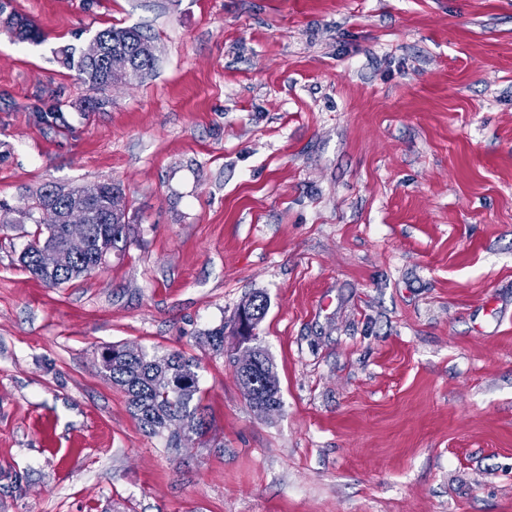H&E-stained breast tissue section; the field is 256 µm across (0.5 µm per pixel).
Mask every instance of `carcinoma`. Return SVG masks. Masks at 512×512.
Listing matches in <instances>:
<instances>
[{
	"label": "carcinoma",
	"instance_id": "carcinoma-1",
	"mask_svg": "<svg viewBox=\"0 0 512 512\" xmlns=\"http://www.w3.org/2000/svg\"><path fill=\"white\" fill-rule=\"evenodd\" d=\"M7 31L21 41L38 42L43 33L32 20L14 14ZM94 39L101 55L91 58L85 50H61L62 62L77 70L79 76L94 91H102L115 83L106 69L109 52L128 57L130 73L127 80L137 79L152 70L155 48L135 27H108ZM104 194L94 207L88 224L89 249L86 254L71 258L61 267L49 269L44 254L62 247L66 225L47 224L45 230L31 241L19 256V262L31 276L51 287L73 281L96 270V259L104 252L123 251L127 242V206L125 195L117 184H103ZM72 203V193L46 190L37 197L36 208L53 207L64 211ZM267 301L260 295L248 298L238 309L236 317L244 316L258 326L266 314ZM253 362L235 366L236 378L249 402L257 407L264 403H281L280 389L273 365L266 351L255 345ZM101 368L121 387L128 398L132 416L151 435L166 436V447L178 448L182 440L199 438L208 433L209 423L201 406L198 364L180 352L158 354L122 345L105 348L100 354Z\"/></svg>",
	"mask_w": 512,
	"mask_h": 512
}]
</instances>
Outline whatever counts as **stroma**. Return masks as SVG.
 Instances as JSON below:
<instances>
[{
  "label": "stroma",
  "mask_w": 512,
  "mask_h": 512,
  "mask_svg": "<svg viewBox=\"0 0 512 512\" xmlns=\"http://www.w3.org/2000/svg\"><path fill=\"white\" fill-rule=\"evenodd\" d=\"M0 512H512V0H0ZM139 27L152 72L59 61ZM63 122L39 123L35 109ZM123 188L128 241L46 286L48 189ZM281 394L223 351L252 294ZM198 365L170 449L101 369ZM14 19L6 30L20 41L38 42L42 39L43 33L40 27L26 16L14 13ZM20 25L18 30H15V25ZM15 34V35H14ZM252 348L255 350V356L250 365L239 366L236 358L234 359L236 378L255 408L258 409V406L264 403H276L278 408L281 403L280 389L266 351L257 345H251V348L244 346L239 350L237 357L242 363L251 361Z\"/></svg>",
  "instance_id": "35a3bbf8"
}]
</instances>
